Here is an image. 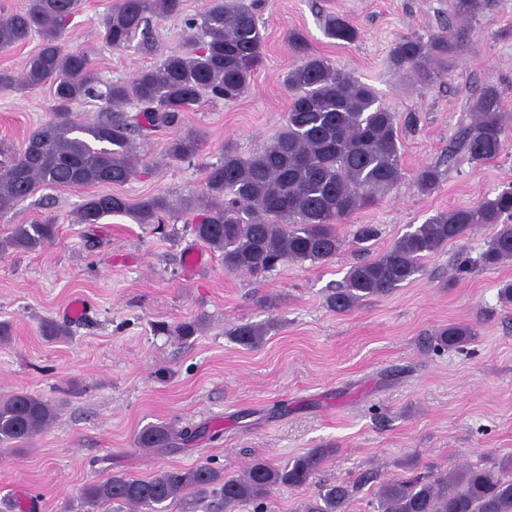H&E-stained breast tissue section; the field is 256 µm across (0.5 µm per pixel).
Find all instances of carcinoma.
I'll use <instances>...</instances> for the list:
<instances>
[{
  "instance_id": "1",
  "label": "carcinoma",
  "mask_w": 512,
  "mask_h": 512,
  "mask_svg": "<svg viewBox=\"0 0 512 512\" xmlns=\"http://www.w3.org/2000/svg\"><path fill=\"white\" fill-rule=\"evenodd\" d=\"M82 0H28L26 8L0 19V49L40 38L39 49L15 75L0 72V87L32 90L44 85L52 93V118L34 130L18 149L0 148V216L44 186L123 185L149 168L138 170L131 152L133 136L143 130L177 129L167 141L166 155L176 162L197 159L204 136L181 129L183 113L202 96L235 102L244 96L263 63L265 28L255 0H212L199 16L187 19L197 30L195 41L167 52L160 62L123 82L102 83L93 71L90 52L67 50L64 32ZM183 0H118L102 19L103 41L113 49L142 36L141 47L153 51L147 36L149 16L169 17L182 11ZM454 13L471 18L483 0H452ZM325 35L351 44L359 29L343 16L325 19ZM299 63L284 76L291 101L282 129L260 150L242 156L224 148L220 160L205 165L201 195L174 204L161 193L131 204L117 194L86 200L75 213L78 224H98L111 215H130L138 224H162L175 212L193 214L197 240L220 252L224 270L263 278L288 261L326 263L341 247L336 225L360 209L377 204L381 194L402 177L397 113L383 105L373 88L311 52L298 32L289 36ZM457 48L456 34L446 28L428 40L400 38L390 50L392 65L426 83L448 75ZM92 99L103 103L95 121L74 119L72 105ZM138 110L120 111L126 104ZM464 144L471 160L486 162L504 150L507 126L500 91L485 87L475 106ZM440 173L425 167L416 176L420 192L435 190ZM478 225L495 228L479 257L484 267L512 258V184L493 198L439 212L399 237L378 257L352 266L344 284L327 298L338 314L362 301L383 297L413 279L423 259L455 242ZM58 234L55 219L11 225L0 251L33 252ZM263 327L245 323L235 328L236 342L260 344ZM470 329L448 325L435 335L443 349L464 343ZM56 417L47 400L15 393L0 400V443L23 445L47 429ZM197 430L176 432L152 425L137 436L140 448H168L174 438L189 442ZM330 448H313L275 467L255 460L242 474L224 475L207 465L160 469L146 479L114 475L86 485L81 508L95 512L112 504L132 512H164L178 502L184 512L210 495L235 510L263 502L279 486L302 487L320 470ZM351 482L330 483L306 499L298 512H346ZM377 512H512V467L455 468L437 477L416 474L382 484Z\"/></svg>"
}]
</instances>
